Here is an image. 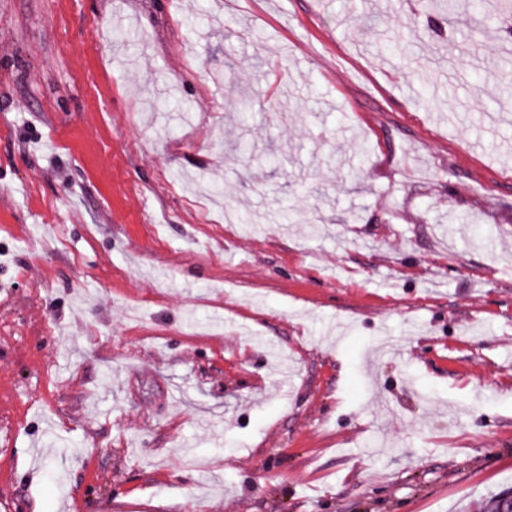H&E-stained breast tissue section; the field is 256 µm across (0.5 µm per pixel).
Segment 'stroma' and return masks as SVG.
Here are the masks:
<instances>
[{
	"label": "stroma",
	"mask_w": 512,
	"mask_h": 512,
	"mask_svg": "<svg viewBox=\"0 0 512 512\" xmlns=\"http://www.w3.org/2000/svg\"><path fill=\"white\" fill-rule=\"evenodd\" d=\"M511 22L0 0V512L512 487Z\"/></svg>",
	"instance_id": "obj_1"
}]
</instances>
